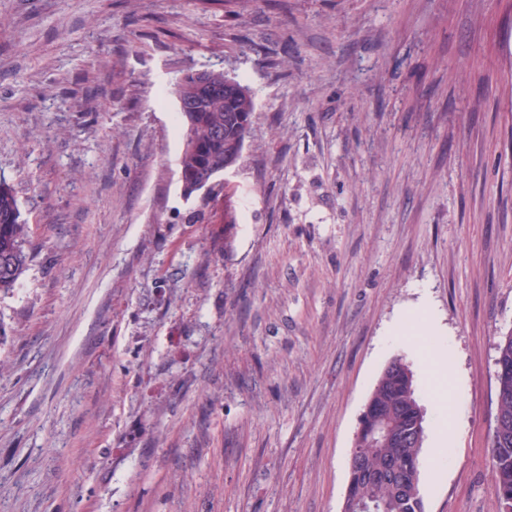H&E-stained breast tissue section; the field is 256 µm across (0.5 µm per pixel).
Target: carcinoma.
<instances>
[{"label": "carcinoma", "mask_w": 512, "mask_h": 512, "mask_svg": "<svg viewBox=\"0 0 512 512\" xmlns=\"http://www.w3.org/2000/svg\"><path fill=\"white\" fill-rule=\"evenodd\" d=\"M183 131L177 159L184 195L215 187L214 180L241 159L252 129L255 101L250 88L220 70H191L173 87ZM31 227L16 192L0 181V294L13 292L25 273ZM496 363L512 368V331L497 345ZM498 427L490 439L489 464L500 512H512V379L496 387ZM358 443L349 454L345 512H424L421 496L407 489L417 481L425 434L411 365L393 358L365 404Z\"/></svg>", "instance_id": "1"}]
</instances>
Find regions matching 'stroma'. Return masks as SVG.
<instances>
[{"label":"stroma","mask_w":512,"mask_h":512,"mask_svg":"<svg viewBox=\"0 0 512 512\" xmlns=\"http://www.w3.org/2000/svg\"><path fill=\"white\" fill-rule=\"evenodd\" d=\"M189 69L256 111L187 201L155 91ZM0 179L33 228L0 296V512H341L397 356L425 512H499L512 0H0ZM424 303L419 352L396 328Z\"/></svg>","instance_id":"stroma-1"}]
</instances>
